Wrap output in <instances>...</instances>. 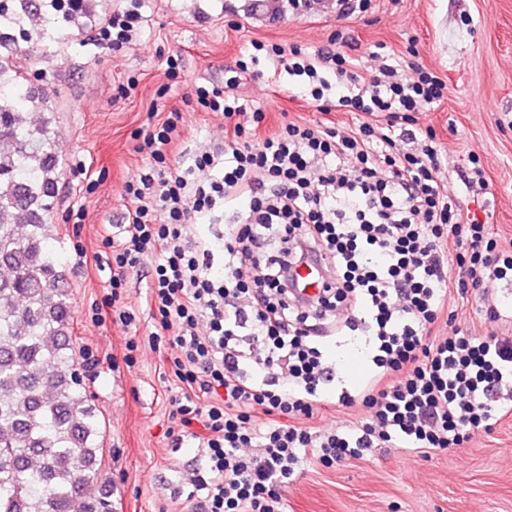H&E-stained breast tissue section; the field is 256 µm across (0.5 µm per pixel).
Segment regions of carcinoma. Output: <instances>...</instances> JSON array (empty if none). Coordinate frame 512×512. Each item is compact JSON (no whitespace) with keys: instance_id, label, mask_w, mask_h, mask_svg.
Listing matches in <instances>:
<instances>
[{"instance_id":"obj_1","label":"carcinoma","mask_w":512,"mask_h":512,"mask_svg":"<svg viewBox=\"0 0 512 512\" xmlns=\"http://www.w3.org/2000/svg\"><path fill=\"white\" fill-rule=\"evenodd\" d=\"M87 0H0V512H108L99 422L76 374L71 298L48 244L62 167L35 41L81 36Z\"/></svg>"}]
</instances>
